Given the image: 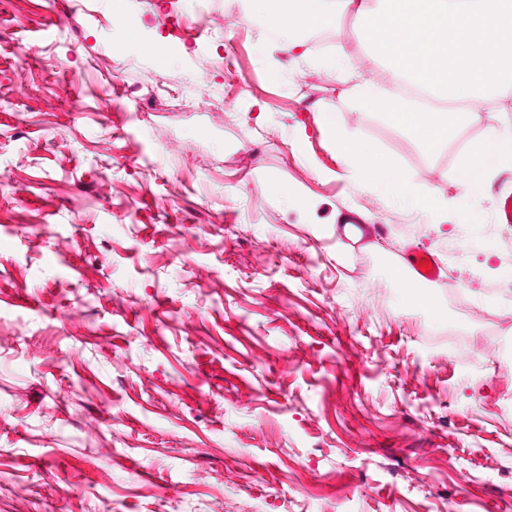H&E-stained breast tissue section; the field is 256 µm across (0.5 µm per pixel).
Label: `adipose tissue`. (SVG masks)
I'll return each mask as SVG.
<instances>
[{
	"instance_id": "1",
	"label": "adipose tissue",
	"mask_w": 512,
	"mask_h": 512,
	"mask_svg": "<svg viewBox=\"0 0 512 512\" xmlns=\"http://www.w3.org/2000/svg\"><path fill=\"white\" fill-rule=\"evenodd\" d=\"M512 161V127H492L473 142L458 171L459 180L469 199L481 197L490 175Z\"/></svg>"
}]
</instances>
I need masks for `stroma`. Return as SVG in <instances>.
<instances>
[{
	"label": "stroma",
	"mask_w": 512,
	"mask_h": 512,
	"mask_svg": "<svg viewBox=\"0 0 512 512\" xmlns=\"http://www.w3.org/2000/svg\"><path fill=\"white\" fill-rule=\"evenodd\" d=\"M88 2L0 0V512H512V229L452 250L512 90L432 152L345 109L447 206L422 214L321 122L334 56L381 74L348 16L291 51L240 0ZM413 251L437 313L390 276ZM512 161V127L489 128L473 142L458 171L467 197L477 200L485 191L488 178L501 165Z\"/></svg>",
	"instance_id": "obj_1"
}]
</instances>
